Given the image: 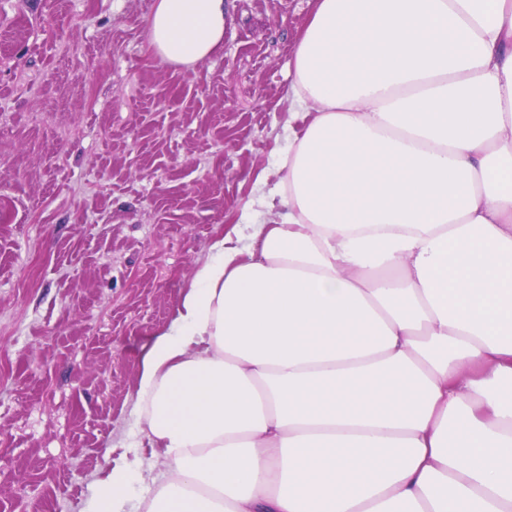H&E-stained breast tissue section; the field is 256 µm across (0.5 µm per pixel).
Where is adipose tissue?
Masks as SVG:
<instances>
[{
    "instance_id": "ef3b65f1",
    "label": "adipose tissue",
    "mask_w": 512,
    "mask_h": 512,
    "mask_svg": "<svg viewBox=\"0 0 512 512\" xmlns=\"http://www.w3.org/2000/svg\"><path fill=\"white\" fill-rule=\"evenodd\" d=\"M225 0H156L192 69ZM281 210L218 238L138 381L160 468L83 512H512V0H315Z\"/></svg>"
}]
</instances>
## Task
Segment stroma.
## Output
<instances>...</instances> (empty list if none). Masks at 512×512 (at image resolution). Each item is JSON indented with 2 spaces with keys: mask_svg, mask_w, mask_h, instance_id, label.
I'll return each instance as SVG.
<instances>
[{
  "mask_svg": "<svg viewBox=\"0 0 512 512\" xmlns=\"http://www.w3.org/2000/svg\"><path fill=\"white\" fill-rule=\"evenodd\" d=\"M153 4L0 0V512H81L109 458L150 495L142 358L213 242L274 217L314 0H230L189 72Z\"/></svg>",
  "mask_w": 512,
  "mask_h": 512,
  "instance_id": "obj_1",
  "label": "stroma"
}]
</instances>
